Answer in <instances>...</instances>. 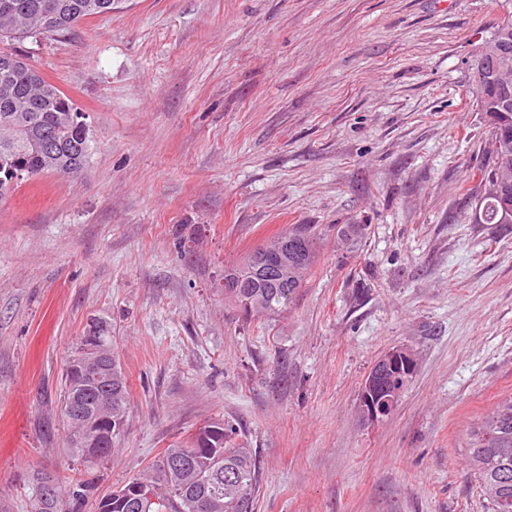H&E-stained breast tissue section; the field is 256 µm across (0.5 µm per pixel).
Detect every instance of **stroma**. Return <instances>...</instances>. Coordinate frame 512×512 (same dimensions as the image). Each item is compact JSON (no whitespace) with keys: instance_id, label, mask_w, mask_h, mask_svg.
<instances>
[{"instance_id":"35a3bbf8","label":"stroma","mask_w":512,"mask_h":512,"mask_svg":"<svg viewBox=\"0 0 512 512\" xmlns=\"http://www.w3.org/2000/svg\"><path fill=\"white\" fill-rule=\"evenodd\" d=\"M495 0H118L69 31L0 38L76 104L92 151L0 200V512L35 474L99 497L206 423H240L256 512H487L471 430L512 394V224L461 187L484 161L466 58ZM293 224L312 276L254 321L224 269ZM363 225L357 246L336 225ZM112 325L127 425L86 473L64 369ZM415 375L359 411L376 358ZM414 354L406 347L396 346L387 350L368 373L360 392L362 409L371 422L388 416L397 405L400 381L410 380L416 372Z\"/></svg>"}]
</instances>
